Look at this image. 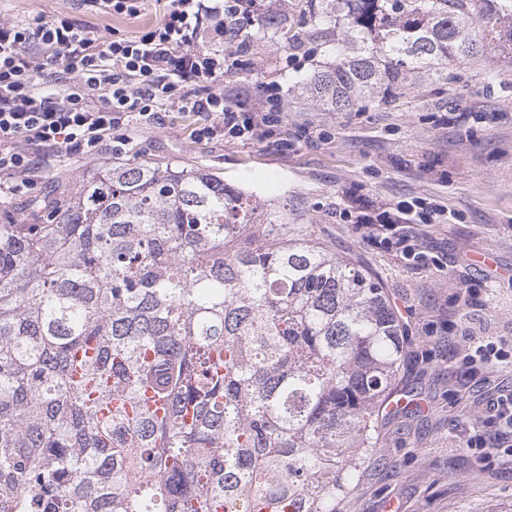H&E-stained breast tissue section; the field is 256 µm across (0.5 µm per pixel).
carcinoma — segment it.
Returning a JSON list of instances; mask_svg holds the SVG:
<instances>
[{"label": "carcinoma", "mask_w": 512, "mask_h": 512, "mask_svg": "<svg viewBox=\"0 0 512 512\" xmlns=\"http://www.w3.org/2000/svg\"><path fill=\"white\" fill-rule=\"evenodd\" d=\"M328 110L503 44L512 0H338ZM408 331L375 275L202 169L114 161L0 224V512H339Z\"/></svg>", "instance_id": "obj_1"}]
</instances>
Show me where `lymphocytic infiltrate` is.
I'll use <instances>...</instances> for the list:
<instances>
[{"mask_svg":"<svg viewBox=\"0 0 512 512\" xmlns=\"http://www.w3.org/2000/svg\"><path fill=\"white\" fill-rule=\"evenodd\" d=\"M278 0H168L163 18L136 39H104L89 26L61 17L0 21V176L11 193L37 186L38 153L63 155L121 152L120 131L129 117L153 124L159 112H203L208 124L197 138L264 141L283 124L278 89H268V108L252 112L224 98L225 45L249 42L248 27ZM432 214L398 208L391 225L406 260L426 265L413 222ZM492 430L467 441L484 458H512V393L488 404Z\"/></svg>","mask_w":512,"mask_h":512,"instance_id":"lymphocytic-infiltrate-1","label":"lymphocytic infiltrate"}]
</instances>
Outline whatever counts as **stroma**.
<instances>
[{
    "instance_id": "stroma-1",
    "label": "stroma",
    "mask_w": 512,
    "mask_h": 512,
    "mask_svg": "<svg viewBox=\"0 0 512 512\" xmlns=\"http://www.w3.org/2000/svg\"><path fill=\"white\" fill-rule=\"evenodd\" d=\"M165 10V0H140L138 17L94 16L79 0H0V21L67 16L118 39L142 35ZM274 22L224 74L227 100L254 111L265 108L263 85L288 89L336 57V35L317 25L309 0H284ZM284 109V146L196 139L191 131L206 115L171 109L151 127L131 120L121 160L199 168L283 200L302 211L311 238L357 260L391 291L408 329L398 390L417 405L384 413L386 454L367 465L339 512H488L511 503L512 464L477 456L465 440L486 420L487 398L512 390V368L471 373L462 363L473 338L512 342V58L488 51L449 67L447 78L405 83L384 102L327 112L287 93ZM112 160L107 152L50 157L36 192L0 195V224ZM417 197L441 211L414 227L436 260L426 268L405 265L356 221L359 206ZM468 287L478 294L465 303Z\"/></svg>"
}]
</instances>
